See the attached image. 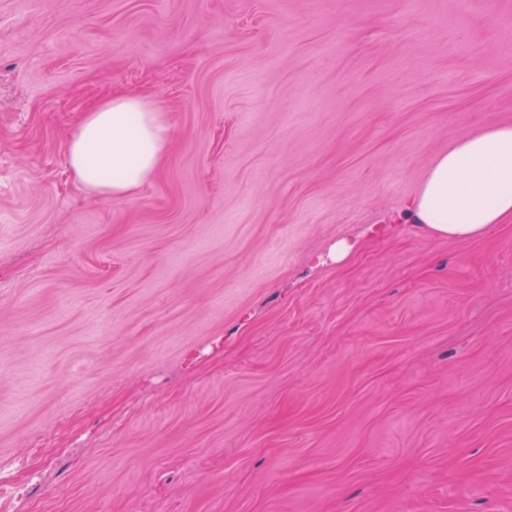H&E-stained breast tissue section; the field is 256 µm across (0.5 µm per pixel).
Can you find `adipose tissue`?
<instances>
[{"instance_id":"1","label":"adipose tissue","mask_w":512,"mask_h":512,"mask_svg":"<svg viewBox=\"0 0 512 512\" xmlns=\"http://www.w3.org/2000/svg\"><path fill=\"white\" fill-rule=\"evenodd\" d=\"M170 138L168 114L153 98L118 94L84 112L66 144L69 167L85 190L128 198L156 174ZM406 211L460 240L512 220V125L481 128L440 155Z\"/></svg>"}]
</instances>
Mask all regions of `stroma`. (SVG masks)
Returning a JSON list of instances; mask_svg holds the SVG:
<instances>
[{"instance_id": "stroma-1", "label": "stroma", "mask_w": 512, "mask_h": 512, "mask_svg": "<svg viewBox=\"0 0 512 512\" xmlns=\"http://www.w3.org/2000/svg\"><path fill=\"white\" fill-rule=\"evenodd\" d=\"M116 92L172 125L126 199L66 158ZM497 124L512 0H0L13 512H512V221L400 216Z\"/></svg>"}]
</instances>
